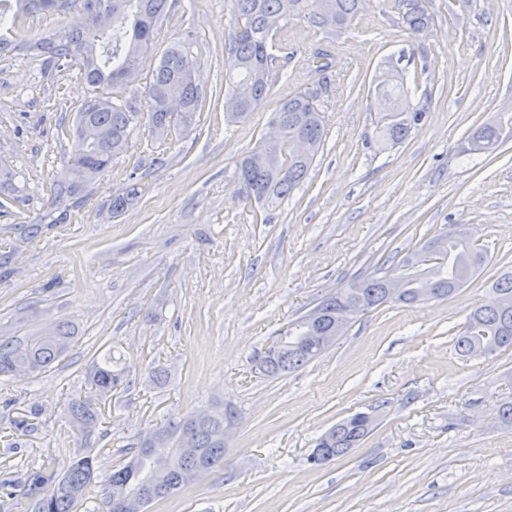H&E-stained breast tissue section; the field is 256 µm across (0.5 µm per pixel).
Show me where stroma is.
<instances>
[{
  "mask_svg": "<svg viewBox=\"0 0 512 512\" xmlns=\"http://www.w3.org/2000/svg\"><path fill=\"white\" fill-rule=\"evenodd\" d=\"M171 3L141 74L180 46L200 110L162 139L139 123L62 223L49 202L90 91L77 70L0 55V168L15 174L0 184V336L23 343L62 322L76 332L41 373L0 376V512H24L17 493L30 471L58 476L84 456L99 477L77 512H94L140 436L216 404L239 415L223 467L150 512H512V427L499 417L512 402V348L455 349L469 313L512 270V141L480 159L462 152L473 129L512 106V0H430L433 23L415 34L403 0H369L342 29L282 21L268 45L271 94L237 123L224 111L232 0ZM391 58L429 112L384 149L372 91ZM313 87L324 144L300 189L262 208L236 162L284 98ZM132 182L138 201L113 215V194ZM455 224L488 255L465 288L356 315L299 369L258 373L254 355L288 322L384 262L424 254ZM107 353L123 371L110 395L90 382ZM157 368L166 383L153 382ZM78 398L102 411L88 434L66 411ZM357 412L376 417L362 444L309 463L319 437Z\"/></svg>",
  "mask_w": 512,
  "mask_h": 512,
  "instance_id": "obj_1",
  "label": "stroma"
}]
</instances>
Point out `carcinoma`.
<instances>
[{
	"mask_svg": "<svg viewBox=\"0 0 512 512\" xmlns=\"http://www.w3.org/2000/svg\"><path fill=\"white\" fill-rule=\"evenodd\" d=\"M77 0H0V29L16 28L24 15L41 11L72 10ZM235 17L246 20V28L235 31L230 56L225 66L227 95L232 103L227 118L237 122L247 118L267 97L270 88V66L273 57L267 52L272 32L286 18H307L317 24L343 28L364 9L365 0H233ZM169 8V0H112V19L98 27L80 19L68 29L36 41L9 39L0 33V54L5 51L45 57V64L62 71L78 67L80 78L91 87L92 96L77 112L73 138L74 148L52 205L59 216L67 218L68 208L85 201V192L123 152L131 128L139 123V113L116 101L114 91L141 80L140 60L155 39L159 24ZM412 31L425 28L430 20L423 0H408L403 16ZM188 57L177 47L169 48L146 85L145 110L153 131L165 137L172 123L184 125L193 120L199 109L200 92ZM379 139L384 146H395L408 138L411 129L427 114L428 103L413 104L404 77L386 73L377 80ZM180 97L183 112L175 117L156 105L166 95ZM281 138L277 145H261L248 152L238 163L239 179L247 198L269 208L277 207L306 178L315 161L325 134L324 117L313 89L298 91L285 99L273 114ZM512 139V109L495 113L467 138L464 152L470 155L492 154ZM309 144V154L295 153L294 144ZM137 197L132 185L124 193L112 197V211L126 209ZM432 266L420 270L418 262L408 260L398 268L388 269L401 278L400 293H388L387 275L355 279L346 287L324 296L312 309L316 317L305 314L279 334L278 353L257 362L260 372L277 376L300 368L319 356L323 349L318 338L330 336L336 329V308L352 304L367 312L384 303L397 300L405 304L423 301L421 293L430 291L436 299H447L464 287L487 263L486 254L470 238L445 233L429 245ZM493 302L476 307L469 315L464 330L456 337L458 352L466 357L487 350L491 353L512 347V271L501 275L493 285ZM74 340L67 323H59L49 332L30 337L25 344L0 336V376L17 371H37L49 367L65 354ZM123 383L122 372L112 369V357L96 365L92 384L110 393ZM73 423L86 430L94 427L100 412L82 400L71 402ZM227 412L217 407L197 412L178 421H169L157 429L168 448V457L155 458L137 443L131 460L112 471L108 477L109 492L103 500L102 512H118V504L126 494L146 492L159 486L172 494L188 483L198 464L208 469L224 464V423ZM374 416L356 413L326 432L310 455V463L322 466L357 447L374 429ZM97 479L93 459L82 457L72 462L55 481L39 472L31 474V486L39 496L33 512H74Z\"/></svg>",
	"mask_w": 512,
	"mask_h": 512,
	"instance_id": "carcinoma-1",
	"label": "carcinoma"
}]
</instances>
